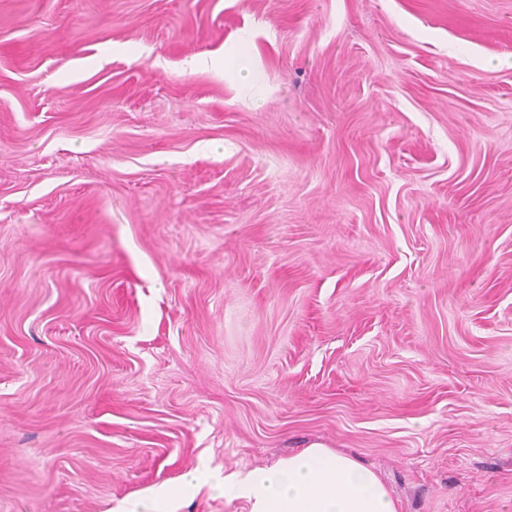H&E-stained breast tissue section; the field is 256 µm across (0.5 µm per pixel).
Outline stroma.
Listing matches in <instances>:
<instances>
[{
  "label": "stroma",
  "mask_w": 512,
  "mask_h": 512,
  "mask_svg": "<svg viewBox=\"0 0 512 512\" xmlns=\"http://www.w3.org/2000/svg\"><path fill=\"white\" fill-rule=\"evenodd\" d=\"M313 442L512 512V0H0V512Z\"/></svg>",
  "instance_id": "1"
}]
</instances>
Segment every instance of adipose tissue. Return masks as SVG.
I'll use <instances>...</instances> for the list:
<instances>
[{"mask_svg": "<svg viewBox=\"0 0 512 512\" xmlns=\"http://www.w3.org/2000/svg\"><path fill=\"white\" fill-rule=\"evenodd\" d=\"M208 488L249 512H398L376 471L359 458L321 443L309 444L270 466L214 480L205 468L189 472L184 490Z\"/></svg>", "mask_w": 512, "mask_h": 512, "instance_id": "1", "label": "adipose tissue"}]
</instances>
